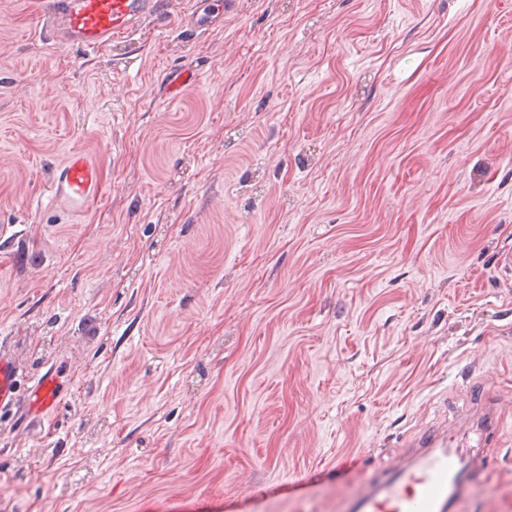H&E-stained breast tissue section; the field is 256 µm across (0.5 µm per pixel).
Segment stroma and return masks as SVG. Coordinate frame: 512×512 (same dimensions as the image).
Masks as SVG:
<instances>
[{
  "label": "stroma",
  "mask_w": 512,
  "mask_h": 512,
  "mask_svg": "<svg viewBox=\"0 0 512 512\" xmlns=\"http://www.w3.org/2000/svg\"><path fill=\"white\" fill-rule=\"evenodd\" d=\"M47 9L0 0V345L63 401L0 415V512H345L441 421L512 512V0ZM159 0H58L53 36L85 51L130 33L136 22L155 10ZM47 191L70 213H83L98 194V169L84 152L72 151L56 170Z\"/></svg>",
  "instance_id": "stroma-1"
}]
</instances>
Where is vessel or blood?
Instances as JSON below:
<instances>
[{
	"mask_svg": "<svg viewBox=\"0 0 512 512\" xmlns=\"http://www.w3.org/2000/svg\"><path fill=\"white\" fill-rule=\"evenodd\" d=\"M158 0H56L53 35L60 43L83 50L130 33L136 22L154 11ZM53 200L70 213L87 210L99 191L97 167L82 151L70 152L48 187ZM25 399L29 415L38 418L58 410L60 382L53 372L23 373L13 354L0 346V413ZM468 478L454 450L438 431L420 436L409 459L397 464L381 484L366 488L349 505L350 512H456L468 492Z\"/></svg>",
	"mask_w": 512,
	"mask_h": 512,
	"instance_id": "b4317fda",
	"label": "vessel or blood"
}]
</instances>
